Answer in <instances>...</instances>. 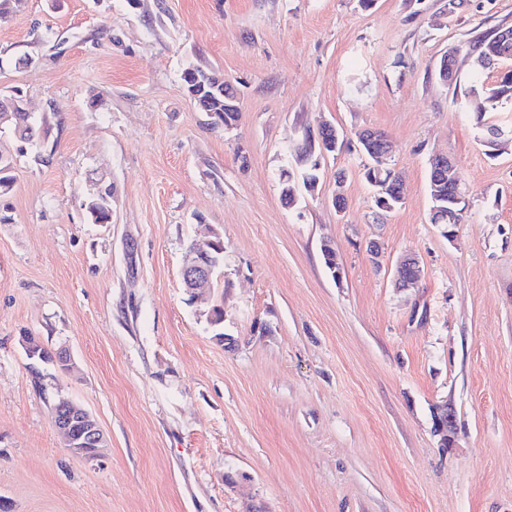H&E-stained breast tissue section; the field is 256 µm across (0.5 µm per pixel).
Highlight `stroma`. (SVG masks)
<instances>
[{
    "instance_id": "obj_1",
    "label": "stroma",
    "mask_w": 512,
    "mask_h": 512,
    "mask_svg": "<svg viewBox=\"0 0 512 512\" xmlns=\"http://www.w3.org/2000/svg\"><path fill=\"white\" fill-rule=\"evenodd\" d=\"M503 23L512 0H25L0 15V93L47 116L53 153L18 157L0 196L9 512H512V146L490 152L434 74ZM191 65L236 88L232 128L190 99ZM325 121L345 145L285 206L283 174ZM365 129L404 176L397 208L362 175ZM437 151L466 191L451 238L430 221ZM104 183L112 221L94 224L83 204ZM214 232L226 343L181 279ZM407 253L420 281L402 290ZM26 335L66 346L74 373L35 382ZM57 394L98 421L102 457L64 448ZM409 270L413 273L408 275ZM394 276L398 288H414L420 278L419 264L415 256L412 254L400 256L395 263Z\"/></svg>"
}]
</instances>
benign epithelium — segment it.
<instances>
[{"mask_svg":"<svg viewBox=\"0 0 512 512\" xmlns=\"http://www.w3.org/2000/svg\"><path fill=\"white\" fill-rule=\"evenodd\" d=\"M462 56L473 59V54L460 45L444 55L439 67L442 80L448 82L460 77L458 60ZM361 141L368 146L373 166L383 168L388 154L387 141L379 138L372 130L363 132ZM430 165L432 190L435 191L446 183L448 189L452 190L458 199H465V190L456 176L449 155H431ZM215 249L221 254L224 253V247H216V241L211 237L195 241L190 246L181 269L183 285L192 298V304L199 307V313L207 316L209 321L212 320V316L211 311L204 309V306L208 305V298L203 289L211 286L217 274L212 262L207 260ZM394 276L398 287H415L420 278L419 264L415 256L405 254L399 257L395 263ZM51 423L55 430L63 435L66 448L71 454L88 459L101 456L106 437L96 419L85 409L68 399L57 398L51 403Z\"/></svg>","mask_w":512,"mask_h":512,"instance_id":"obj_1","label":"benign epithelium"}]
</instances>
